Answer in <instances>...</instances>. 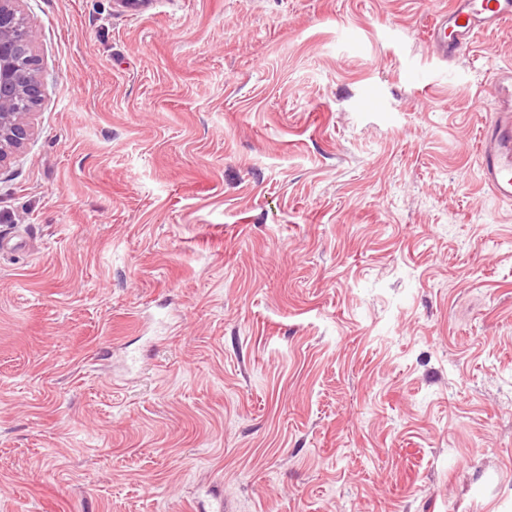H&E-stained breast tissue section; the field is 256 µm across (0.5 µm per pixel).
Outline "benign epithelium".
<instances>
[{
    "label": "benign epithelium",
    "instance_id": "7a95c632",
    "mask_svg": "<svg viewBox=\"0 0 512 512\" xmlns=\"http://www.w3.org/2000/svg\"><path fill=\"white\" fill-rule=\"evenodd\" d=\"M19 0H0V86L14 89L0 99V164L21 149L33 133L29 116L41 97L38 60L30 31L18 24Z\"/></svg>",
    "mask_w": 512,
    "mask_h": 512
}]
</instances>
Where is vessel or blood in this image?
<instances>
[{"label": "vessel or blood", "mask_w": 512, "mask_h": 512, "mask_svg": "<svg viewBox=\"0 0 512 512\" xmlns=\"http://www.w3.org/2000/svg\"><path fill=\"white\" fill-rule=\"evenodd\" d=\"M512 23V0H455L451 10L436 15L429 41L436 55L450 63L465 53L480 33ZM494 111L481 129L478 163L481 181L492 195L512 201V65L496 68Z\"/></svg>", "instance_id": "b4317fda"}]
</instances>
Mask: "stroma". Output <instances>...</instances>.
<instances>
[{
    "label": "stroma",
    "mask_w": 512,
    "mask_h": 512,
    "mask_svg": "<svg viewBox=\"0 0 512 512\" xmlns=\"http://www.w3.org/2000/svg\"><path fill=\"white\" fill-rule=\"evenodd\" d=\"M453 0H20L0 512H512V28ZM512 22L511 0H456L451 10L433 19L428 37L436 55L451 63L480 33ZM494 113L481 129L478 163L481 181L492 195L512 201V65L494 71Z\"/></svg>",
    "instance_id": "obj_1"
}]
</instances>
